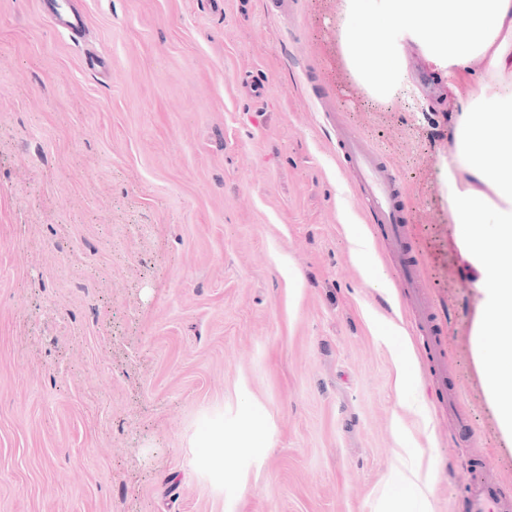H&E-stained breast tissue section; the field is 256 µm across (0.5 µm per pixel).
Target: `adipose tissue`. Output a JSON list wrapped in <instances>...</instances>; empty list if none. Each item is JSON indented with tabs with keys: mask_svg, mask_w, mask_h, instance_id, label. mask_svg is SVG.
Returning <instances> with one entry per match:
<instances>
[{
	"mask_svg": "<svg viewBox=\"0 0 512 512\" xmlns=\"http://www.w3.org/2000/svg\"><path fill=\"white\" fill-rule=\"evenodd\" d=\"M375 39H367L368 30ZM338 49L364 93L381 104L417 96L406 47L456 100L455 150L440 165L457 240L480 272L474 329L486 392L501 432L512 438V0H342ZM485 74L474 77V59ZM394 512H431L421 468L401 473Z\"/></svg>",
	"mask_w": 512,
	"mask_h": 512,
	"instance_id": "ef3b65f1",
	"label": "adipose tissue"
}]
</instances>
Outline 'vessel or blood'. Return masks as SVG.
<instances>
[{
  "instance_id": "obj_1",
  "label": "vessel or blood",
  "mask_w": 512,
  "mask_h": 512,
  "mask_svg": "<svg viewBox=\"0 0 512 512\" xmlns=\"http://www.w3.org/2000/svg\"><path fill=\"white\" fill-rule=\"evenodd\" d=\"M340 146L346 169L352 174L360 195L373 210L374 221L379 226L389 254L401 267V285L407 288L415 320L426 333L430 350L435 354V374L441 382L439 391L450 416L458 423H465L466 416L454 388L444 382L445 353L437 334L435 311L431 300L418 286V266L409 255L410 235L402 206V187L389 162L373 151L355 133L339 130ZM468 512H512V500L506 499L498 484L491 481H470L465 485Z\"/></svg>"
}]
</instances>
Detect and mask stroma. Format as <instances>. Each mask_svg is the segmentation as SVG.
I'll return each instance as SVG.
<instances>
[{"mask_svg": "<svg viewBox=\"0 0 512 512\" xmlns=\"http://www.w3.org/2000/svg\"><path fill=\"white\" fill-rule=\"evenodd\" d=\"M0 0V512H389L401 442L433 512L481 473L512 498L472 331L479 274L438 164L452 96L370 104L337 50L341 0ZM353 128L399 177L420 284L444 322L439 405L396 261L344 167ZM374 239L370 280L347 226ZM401 326L422 411L402 412ZM264 445L200 465L206 423ZM246 413V427L233 436L234 442L237 448L259 447L264 435L265 423L250 410H246Z\"/></svg>", "mask_w": 512, "mask_h": 512, "instance_id": "35a3bbf8", "label": "stroma"}]
</instances>
